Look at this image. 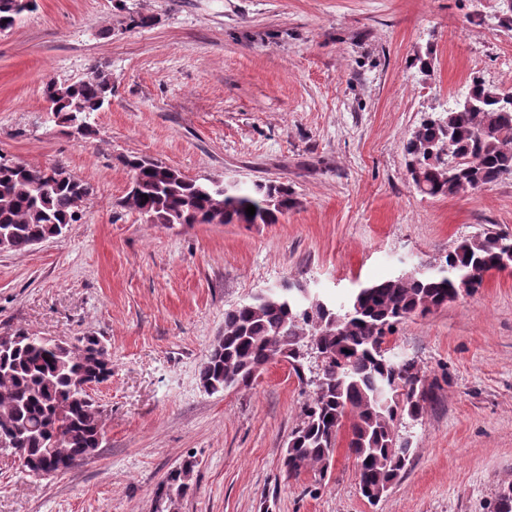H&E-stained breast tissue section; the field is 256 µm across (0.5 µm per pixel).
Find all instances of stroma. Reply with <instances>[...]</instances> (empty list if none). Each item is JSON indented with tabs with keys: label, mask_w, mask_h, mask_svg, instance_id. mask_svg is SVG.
<instances>
[{
	"label": "stroma",
	"mask_w": 512,
	"mask_h": 512,
	"mask_svg": "<svg viewBox=\"0 0 512 512\" xmlns=\"http://www.w3.org/2000/svg\"><path fill=\"white\" fill-rule=\"evenodd\" d=\"M136 14L153 24L131 26ZM428 51L424 75L413 62ZM100 67L110 101L73 138L45 87ZM474 75L512 88L503 0H37L0 34V156L90 187L65 236L0 253V333L93 334L112 354L96 456L35 478L0 453V512H495L512 485V273L388 336L438 389L377 504L343 445L327 474L288 477L307 395L287 362L249 389L199 381L225 311L258 289L290 280L340 304L465 237L512 235V178L429 197L406 170L403 141ZM127 155L282 183L298 204L273 224H154L123 205ZM190 457L192 493L160 505Z\"/></svg>",
	"instance_id": "obj_1"
}]
</instances>
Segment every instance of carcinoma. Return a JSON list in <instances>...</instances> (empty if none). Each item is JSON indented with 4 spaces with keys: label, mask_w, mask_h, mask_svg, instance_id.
<instances>
[{
    "label": "carcinoma",
    "mask_w": 512,
    "mask_h": 512,
    "mask_svg": "<svg viewBox=\"0 0 512 512\" xmlns=\"http://www.w3.org/2000/svg\"><path fill=\"white\" fill-rule=\"evenodd\" d=\"M35 7L36 0H0V33ZM465 88L403 143L407 172L421 194L456 195L512 176V89L478 76ZM111 93L102 70L87 81L46 88L57 120L69 127L78 119L87 134L88 119ZM122 162L132 173L124 205L154 224H274L297 205L284 184L229 186L189 179L144 156ZM89 195V187L63 166L37 169L0 156V234H8V250L27 252L38 240L63 235ZM505 261L512 263V236L483 232L461 240L436 264L360 285L340 305L298 282L261 288L224 313V332L210 347L200 384L212 393L248 389L267 364L280 360L308 385L301 353L315 340L331 361L290 435L284 467L290 476L328 471L344 428L359 492L376 502L410 462L411 439L401 428L423 417L437 388L426 383L417 360L380 353L383 338L394 324L482 287L485 275ZM101 343L94 335L55 342L22 328L0 335V449L26 460L28 475L64 474L96 456L102 412L80 385L112 378V358L98 352ZM194 466L189 459L169 473L156 499L172 504L185 496Z\"/></svg>",
    "instance_id": "1"
}]
</instances>
